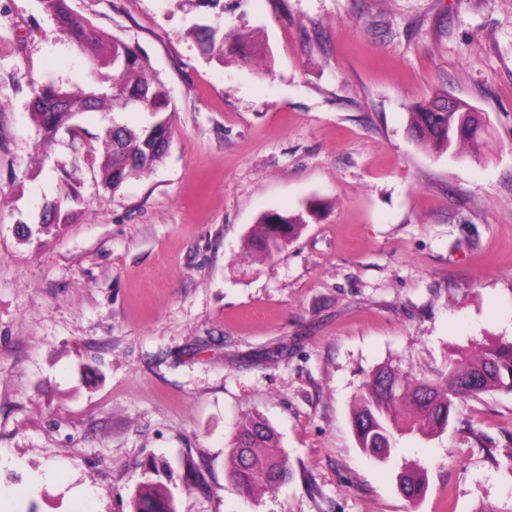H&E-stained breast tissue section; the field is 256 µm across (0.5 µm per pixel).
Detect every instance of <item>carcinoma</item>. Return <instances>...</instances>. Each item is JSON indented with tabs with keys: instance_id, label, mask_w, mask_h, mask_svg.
<instances>
[{
	"instance_id": "cac0c4a2",
	"label": "carcinoma",
	"mask_w": 512,
	"mask_h": 512,
	"mask_svg": "<svg viewBox=\"0 0 512 512\" xmlns=\"http://www.w3.org/2000/svg\"><path fill=\"white\" fill-rule=\"evenodd\" d=\"M61 33L88 53L91 68L85 85L69 89L44 85L34 90L29 109L47 138L71 131V123L83 112L107 108L112 128L105 133L108 150L103 164L104 184L114 190L129 178L150 171L166 154L170 124L167 112L172 101L164 83L152 73L146 54L136 45L117 37L104 38L82 15L67 6V0H39ZM200 52L224 61L236 54L245 62L254 49L250 36L226 32L219 24H199L193 30ZM472 106L459 101L450 108L448 97L436 96L420 102L410 112V131L417 142L443 153L459 155L481 151L483 133ZM127 112L149 114V120L131 127L115 120ZM50 223L60 224L68 216L62 200L42 208ZM303 216L268 213L248 240L249 248L271 258L280 253L302 228ZM494 391L512 392V342L477 343L471 354L450 356L434 379L409 380L390 366L374 371L363 383L358 407L352 418L359 447L370 456L386 460L405 437L429 439L446 431L461 397H478ZM276 432L259 414L246 417L228 448L230 476L246 494L276 487L291 477L288 458L275 445ZM165 470L151 460L133 497V512H177L167 485L150 478ZM187 491L207 495L211 486L202 468L187 462L183 479ZM399 486L410 499L425 492L423 469L410 466L400 473Z\"/></svg>"
}]
</instances>
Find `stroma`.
I'll return each instance as SVG.
<instances>
[{
    "label": "stroma",
    "mask_w": 512,
    "mask_h": 512,
    "mask_svg": "<svg viewBox=\"0 0 512 512\" xmlns=\"http://www.w3.org/2000/svg\"><path fill=\"white\" fill-rule=\"evenodd\" d=\"M68 0L138 45L176 103L166 156L102 182L108 112L44 140L34 86L88 56L38 0H0V494L8 512H132L151 459L177 512H512V393L458 400L447 430L387 461L352 427L389 365L416 378L512 340V0ZM251 32L256 64L206 59L198 24ZM445 93L489 125L478 157L416 143ZM77 169L68 223L30 238ZM306 222L273 258L261 216ZM262 415L292 472L248 496L229 476ZM206 467L187 492L182 460ZM420 464L416 500L398 475Z\"/></svg>",
    "instance_id": "obj_1"
}]
</instances>
